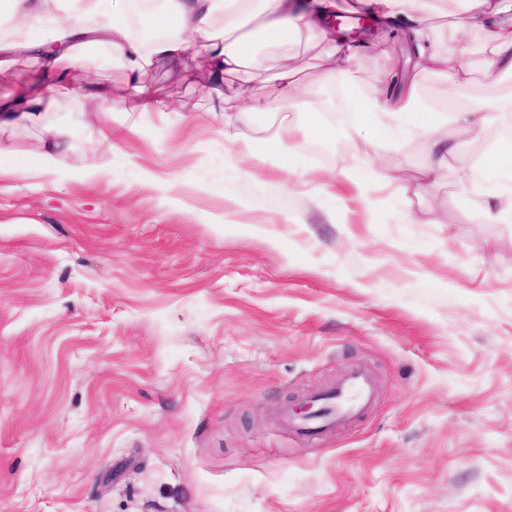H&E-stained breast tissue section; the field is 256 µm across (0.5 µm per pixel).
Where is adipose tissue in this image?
I'll return each mask as SVG.
<instances>
[{"label":"adipose tissue","mask_w":512,"mask_h":512,"mask_svg":"<svg viewBox=\"0 0 512 512\" xmlns=\"http://www.w3.org/2000/svg\"><path fill=\"white\" fill-rule=\"evenodd\" d=\"M465 18L480 31L490 49L485 73L512 71V22L501 21L497 0H459ZM372 14L382 19L403 17L411 21L415 35L424 32L423 23L440 10L439 0H362ZM111 7V20H103L104 7ZM335 0H319L315 11H297L292 0H161L154 16L160 37L145 42L128 22L120 0H0V24L12 25L14 34L0 39V76H7L19 54L34 53L45 42L67 45L68 51L42 61V77L53 78L59 93L68 95L73 84H80L84 95L95 104L111 97L109 86L89 77L74 79L68 64L77 56L81 43L105 45L112 59L124 67L134 93L128 101L132 112L153 111L152 98L144 84L153 72L179 73L198 83L215 111L224 115V138L238 145L244 159L263 155L291 157L296 153L294 123H280L267 136H259L257 119L264 112L262 103L250 95L252 70L261 68L260 48L276 49L301 38L330 43L324 58L328 79H342L349 100L367 123L380 129L392 151L401 148L404 135H421L428 140L427 155L418 176H411L391 158L379 159L373 169L380 180L408 188L413 179H435L449 162L457 160V144L452 138L435 135V118L419 104L415 85H408L402 96L387 95L364 101L356 94L357 77L353 62L359 48L333 38L323 26V18L335 9ZM256 21L254 30L241 29L243 19ZM275 78L279 97L289 111L314 114L312 93L289 66L287 56L276 59ZM51 102L41 85H32L15 99L0 103V126L19 123L35 127L44 149L39 156L42 172L62 169L66 145L61 129L49 123ZM501 114L512 123V96L488 102L486 109L466 108L451 113L450 123L469 138H481L488 111ZM463 179L483 199L471 217L478 223L512 222V184L482 178L479 168L468 167Z\"/></svg>","instance_id":"obj_1"}]
</instances>
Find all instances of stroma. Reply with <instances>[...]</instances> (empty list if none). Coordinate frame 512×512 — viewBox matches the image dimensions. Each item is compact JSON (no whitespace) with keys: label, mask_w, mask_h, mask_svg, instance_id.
<instances>
[{"label":"stroma","mask_w":512,"mask_h":512,"mask_svg":"<svg viewBox=\"0 0 512 512\" xmlns=\"http://www.w3.org/2000/svg\"><path fill=\"white\" fill-rule=\"evenodd\" d=\"M425 32L468 71L467 105L512 89L462 14ZM325 49L288 50L320 102L294 180L240 160L179 75L146 78L162 111L126 113L127 74L94 44L75 67L112 96L91 126L81 89L58 97L60 172H36L37 131H0V512H512V223L470 221L460 165L358 196L349 175L388 148ZM405 56L394 43L395 69L449 96ZM499 127L436 132L478 166ZM358 369L363 413L285 424Z\"/></svg>","instance_id":"1"}]
</instances>
